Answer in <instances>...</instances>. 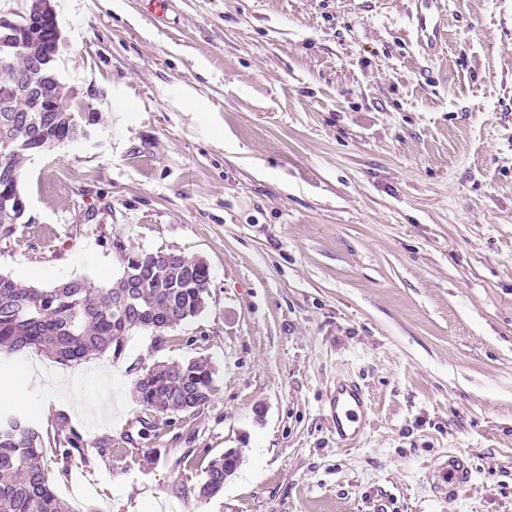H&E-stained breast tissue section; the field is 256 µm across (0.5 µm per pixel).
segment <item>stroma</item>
<instances>
[{
  "label": "stroma",
  "instance_id": "stroma-1",
  "mask_svg": "<svg viewBox=\"0 0 512 512\" xmlns=\"http://www.w3.org/2000/svg\"><path fill=\"white\" fill-rule=\"evenodd\" d=\"M56 74L100 118L23 161L0 274L123 273L121 240L203 260L164 344L74 366L0 353L74 512H512V0H451L436 55L409 0H52ZM204 104L182 105L183 88ZM204 358L217 392L157 415L134 383ZM368 399L338 440L337 381ZM84 457L56 450L72 433ZM242 463L200 498L207 462ZM470 468L457 498L439 458ZM434 468L430 478L435 489H448V498L457 496L459 489L469 480L470 472L463 458L451 452Z\"/></svg>",
  "mask_w": 512,
  "mask_h": 512
}]
</instances>
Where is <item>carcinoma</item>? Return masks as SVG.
Returning a JSON list of instances; mask_svg holds the SVG:
<instances>
[{"instance_id":"cac0c4a2","label":"carcinoma","mask_w":512,"mask_h":512,"mask_svg":"<svg viewBox=\"0 0 512 512\" xmlns=\"http://www.w3.org/2000/svg\"><path fill=\"white\" fill-rule=\"evenodd\" d=\"M97 121L96 117L91 122L80 117L67 121L62 113H44L39 136L31 145L12 153L0 190L19 198L21 163L31 150L50 147L62 138L86 139ZM2 137L22 144L30 133L21 126L0 124ZM115 248L124 252V268L147 282L146 287L133 289L135 296L131 300L135 307L126 312L118 307L120 295L126 290L123 277L98 301L92 295L91 283L85 279L68 280L51 288H20L9 277L0 275V353L45 349L61 363H76L107 351L118 358L129 334L126 322L139 324L162 343L168 330L204 311L210 281V270L204 261L163 251H137L119 240ZM135 392L147 411L168 414L198 408L216 393L215 370L203 359L156 365L137 379ZM83 446L82 436L74 433L58 452L67 462L75 451L84 460ZM240 466L239 455L222 454L209 461L199 496L207 499L221 493L224 476H233ZM0 512H73L49 483L42 436L19 415L0 420Z\"/></svg>"}]
</instances>
